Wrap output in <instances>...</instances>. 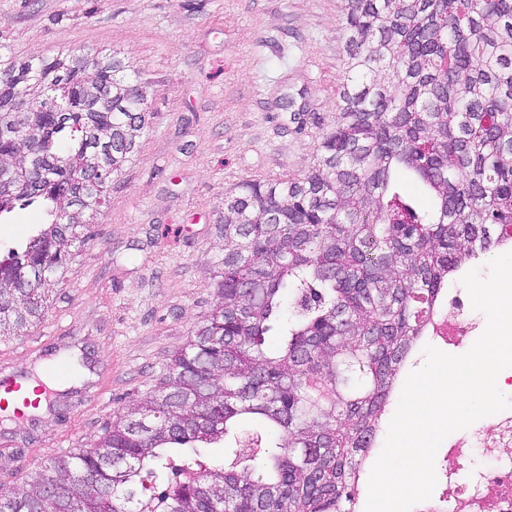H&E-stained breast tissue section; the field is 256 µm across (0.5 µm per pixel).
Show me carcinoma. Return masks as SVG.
I'll list each match as a JSON object with an SVG mask.
<instances>
[{
  "mask_svg": "<svg viewBox=\"0 0 512 512\" xmlns=\"http://www.w3.org/2000/svg\"><path fill=\"white\" fill-rule=\"evenodd\" d=\"M343 2L336 123L315 165L224 199L217 303L158 388L90 447L0 486V512H344L357 499L448 282L512 226V0ZM62 65L37 63L69 111L0 112V216L35 202L47 216L0 258L1 336L42 319L84 215L149 127L121 61L93 75L112 87L108 110ZM31 68L4 69L0 107ZM247 420L259 421L249 437ZM214 444L222 465L203 452Z\"/></svg>",
  "mask_w": 512,
  "mask_h": 512,
  "instance_id": "obj_1",
  "label": "carcinoma"
}]
</instances>
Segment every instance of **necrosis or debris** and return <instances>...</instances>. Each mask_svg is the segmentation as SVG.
<instances>
[{
  "label": "necrosis or debris",
  "mask_w": 512,
  "mask_h": 512,
  "mask_svg": "<svg viewBox=\"0 0 512 512\" xmlns=\"http://www.w3.org/2000/svg\"><path fill=\"white\" fill-rule=\"evenodd\" d=\"M446 314L430 327V339L439 346L464 348L477 338L479 321L470 313L468 297L460 291L449 294ZM495 457V465L480 472H467L475 450ZM435 468L441 483L430 499L413 512H512V409L484 417L461 434L444 441L436 455Z\"/></svg>",
  "instance_id": "4bbe7bcc"
}]
</instances>
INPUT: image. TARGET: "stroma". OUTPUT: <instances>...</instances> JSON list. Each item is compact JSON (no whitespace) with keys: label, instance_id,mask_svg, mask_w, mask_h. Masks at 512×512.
<instances>
[{"label":"stroma","instance_id":"35a3bbf8","mask_svg":"<svg viewBox=\"0 0 512 512\" xmlns=\"http://www.w3.org/2000/svg\"><path fill=\"white\" fill-rule=\"evenodd\" d=\"M341 0H0V52L13 61L84 48L139 73L151 114L112 179L43 318L0 335V372L59 384L47 418L0 412V483L86 447L149 396L173 352L217 302L215 226L243 181L315 164L336 120L345 38ZM34 207L0 219V249L44 223Z\"/></svg>","mask_w":512,"mask_h":512}]
</instances>
